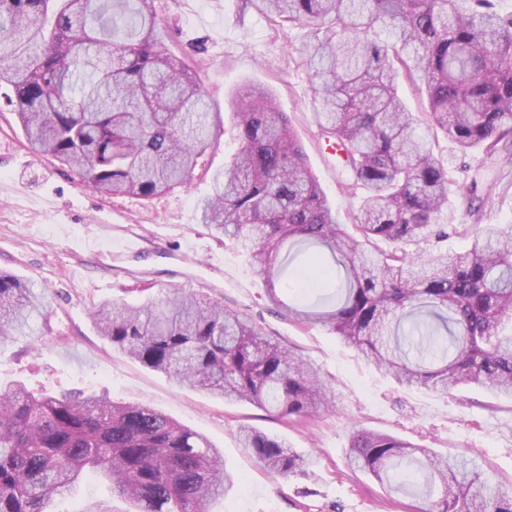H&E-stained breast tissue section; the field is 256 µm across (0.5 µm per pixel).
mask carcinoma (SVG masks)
Returning <instances> with one entry per match:
<instances>
[{
  "instance_id": "1",
  "label": "carcinoma",
  "mask_w": 512,
  "mask_h": 512,
  "mask_svg": "<svg viewBox=\"0 0 512 512\" xmlns=\"http://www.w3.org/2000/svg\"><path fill=\"white\" fill-rule=\"evenodd\" d=\"M309 31L304 62L322 134L364 191L350 234L309 170L286 113L244 86L232 100L238 148L198 204L199 221L251 253L273 301L287 272L320 323L397 382L461 384L512 395V224H469L453 255L408 246L446 238L455 183L432 133L493 157L512 144V14L492 0H251ZM154 0H0V87L27 141L107 195L143 199L186 185L212 145L213 112L190 69L162 50ZM404 72L427 99L416 120L397 94ZM425 131H418V124ZM466 187L469 213L486 199ZM48 296L0 271V341L29 335ZM112 348L179 384L282 418L327 405L314 366L238 312L177 290L91 311ZM240 441L276 478L308 459L248 426ZM350 462L396 492L423 490L417 512H512V493L456 456L356 429ZM100 475L135 512H208L235 479L204 435L151 407L72 390H0V512H49Z\"/></svg>"
}]
</instances>
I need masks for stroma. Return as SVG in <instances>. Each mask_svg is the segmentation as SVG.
I'll return each mask as SVG.
<instances>
[{
  "label": "stroma",
  "instance_id": "obj_1",
  "mask_svg": "<svg viewBox=\"0 0 512 512\" xmlns=\"http://www.w3.org/2000/svg\"><path fill=\"white\" fill-rule=\"evenodd\" d=\"M164 46L208 91L216 113L214 142L189 187L149 199L112 197L86 186L57 160L34 152L11 107L0 97V271L46 289L47 321L34 334L0 344V387L71 388L143 404L204 434L224 454L240 485L210 512H414L416 501L381 486L348 464L354 429L405 439L440 454L463 455L478 470L512 486V396L465 387L444 394L402 386L320 325L301 324L285 306L295 282L267 284L230 238L200 224L196 203L237 148L231 100L250 84L273 94L301 142L307 164L342 224H352L361 198L345 185L314 123L313 86L303 65L305 29L281 26L246 0H155ZM438 157L458 180L480 174L488 206L470 215L452 194L440 216L448 226L512 224V153L462 155L433 138ZM138 244V257L127 255ZM224 268L223 275L212 265ZM180 288L224 303L296 356L311 361L329 388V403L301 419L227 403L177 384L112 348L90 320L94 303L137 304ZM250 426L309 454L303 471L282 481L269 475L238 439ZM126 512L107 483L89 478L56 498L51 512Z\"/></svg>",
  "mask_w": 512,
  "mask_h": 512
}]
</instances>
